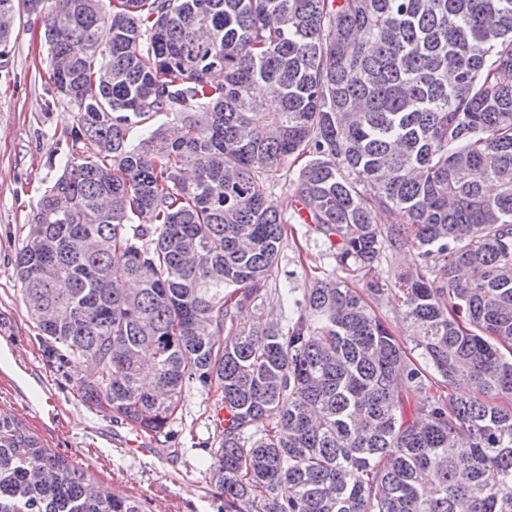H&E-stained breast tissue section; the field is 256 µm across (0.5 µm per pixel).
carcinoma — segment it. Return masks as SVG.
<instances>
[{
  "mask_svg": "<svg viewBox=\"0 0 512 512\" xmlns=\"http://www.w3.org/2000/svg\"><path fill=\"white\" fill-rule=\"evenodd\" d=\"M22 12L83 156L15 272L81 398L157 438L185 388L219 393L224 512H512V0H0L1 47ZM290 157L286 217L267 182ZM295 223L344 277L278 285L285 329L235 327ZM406 248L418 363L364 298ZM434 374L448 396L407 409ZM0 512L143 510L0 412Z\"/></svg>",
  "mask_w": 512,
  "mask_h": 512,
  "instance_id": "obj_1",
  "label": "carcinoma"
}]
</instances>
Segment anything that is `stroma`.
I'll list each match as a JSON object with an SVG mask.
<instances>
[{"label":"stroma","instance_id":"35a3bbf8","mask_svg":"<svg viewBox=\"0 0 512 512\" xmlns=\"http://www.w3.org/2000/svg\"><path fill=\"white\" fill-rule=\"evenodd\" d=\"M0 61V411L36 435L46 447L111 494L140 502L143 512H224V497L211 472L220 446L218 396L197 386L185 393L181 419L165 437L152 439L87 407L78 394L84 367L57 368L42 355L38 330L20 297L14 260L28 218L58 175L71 148L64 133L77 108L59 99L49 80L44 21L22 16ZM412 252H386L376 270L389 290L372 298L375 313L405 347L414 348L417 325L402 313L394 282L415 269ZM335 276L308 224L286 227L273 283L238 323L286 324L275 283L287 280L297 292L309 288L311 271Z\"/></svg>","mask_w":512,"mask_h":512}]
</instances>
